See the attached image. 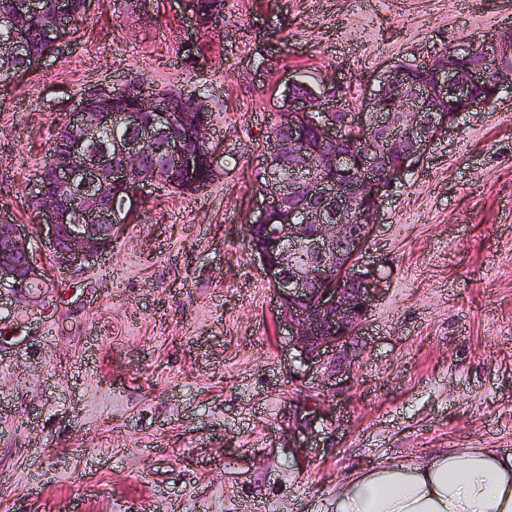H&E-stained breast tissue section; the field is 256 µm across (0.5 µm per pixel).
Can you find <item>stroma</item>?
Returning a JSON list of instances; mask_svg holds the SVG:
<instances>
[{"label":"stroma","mask_w":512,"mask_h":512,"mask_svg":"<svg viewBox=\"0 0 512 512\" xmlns=\"http://www.w3.org/2000/svg\"><path fill=\"white\" fill-rule=\"evenodd\" d=\"M510 28L512 0H224L206 31L179 0H87L0 85V208L35 230L26 185L68 113L137 76L203 89L220 176L155 186L110 253L0 322V512H327L365 467L512 451V95L462 114L383 202L357 261L382 291L335 384L301 372L246 235L289 80L355 111L387 67Z\"/></svg>","instance_id":"stroma-1"}]
</instances>
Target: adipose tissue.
<instances>
[{"mask_svg": "<svg viewBox=\"0 0 512 512\" xmlns=\"http://www.w3.org/2000/svg\"><path fill=\"white\" fill-rule=\"evenodd\" d=\"M330 512H512V452L451 450L342 481Z\"/></svg>", "mask_w": 512, "mask_h": 512, "instance_id": "1", "label": "adipose tissue"}]
</instances>
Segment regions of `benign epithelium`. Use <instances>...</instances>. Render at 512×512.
Wrapping results in <instances>:
<instances>
[{"instance_id":"7a95c632","label":"benign epithelium","mask_w":512,"mask_h":512,"mask_svg":"<svg viewBox=\"0 0 512 512\" xmlns=\"http://www.w3.org/2000/svg\"><path fill=\"white\" fill-rule=\"evenodd\" d=\"M43 10L44 0H14L13 14L0 17L1 26L15 28L0 38L1 66L37 68L44 57L32 53L35 41L57 50L71 28L68 0H57L56 21L28 28L27 18ZM492 67L506 74L496 86L488 80ZM511 73L512 41L501 32L481 46L453 47L418 65L383 71L358 112L344 108L333 92L288 83L279 111L289 117L271 136L262 200L247 236L301 365L336 376L345 346L357 342L379 291L376 277L354 267L384 198L461 113L511 92ZM117 91L130 93L132 102L112 105ZM113 125L127 134L102 140L101 131ZM212 140L199 92H131L126 84L85 92L28 192L47 228L49 264L80 267L112 247L138 207L139 190L155 183L142 170L147 158L160 160L197 192L208 187L219 174ZM45 273L25 225L0 211V301H40Z\"/></svg>"}]
</instances>
